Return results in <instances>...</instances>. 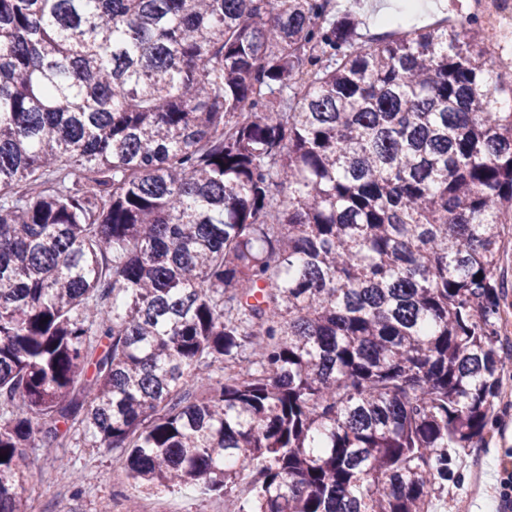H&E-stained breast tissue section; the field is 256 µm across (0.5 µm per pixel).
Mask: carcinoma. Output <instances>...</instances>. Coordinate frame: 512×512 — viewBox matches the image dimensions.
Wrapping results in <instances>:
<instances>
[{
	"label": "carcinoma",
	"mask_w": 512,
	"mask_h": 512,
	"mask_svg": "<svg viewBox=\"0 0 512 512\" xmlns=\"http://www.w3.org/2000/svg\"><path fill=\"white\" fill-rule=\"evenodd\" d=\"M396 24L0 0V512H26L23 449L77 438L234 512L448 489L512 359V112L476 20ZM500 276L504 282L505 306L512 307V232L510 241L505 233L502 240V256L500 259Z\"/></svg>",
	"instance_id": "obj_1"
}]
</instances>
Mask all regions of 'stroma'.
I'll return each mask as SVG.
<instances>
[{"label":"stroma","mask_w":512,"mask_h":512,"mask_svg":"<svg viewBox=\"0 0 512 512\" xmlns=\"http://www.w3.org/2000/svg\"><path fill=\"white\" fill-rule=\"evenodd\" d=\"M412 3L423 8L422 16L413 20L418 27L460 19L470 8V0H352L350 8L359 20V32L368 35L379 29L380 8L398 15ZM511 448L512 399L500 402L484 447L453 453L458 477L432 500L430 512H446L451 502L459 504L461 512H504L497 487L502 472L512 470L507 454ZM26 456L27 479L18 494L28 512H125L135 493L131 480L119 470L124 463L121 451L77 442L65 448H30ZM476 471L483 484L478 492L471 487Z\"/></svg>","instance_id":"1"}]
</instances>
